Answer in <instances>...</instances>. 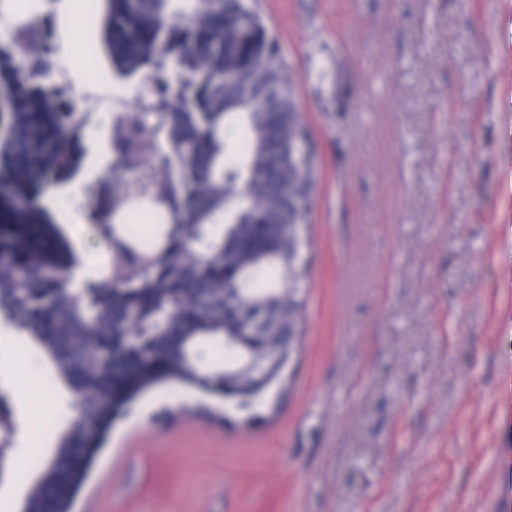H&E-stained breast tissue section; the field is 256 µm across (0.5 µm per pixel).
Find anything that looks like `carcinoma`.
Wrapping results in <instances>:
<instances>
[{"instance_id":"1","label":"carcinoma","mask_w":512,"mask_h":512,"mask_svg":"<svg viewBox=\"0 0 512 512\" xmlns=\"http://www.w3.org/2000/svg\"><path fill=\"white\" fill-rule=\"evenodd\" d=\"M28 30L0 39V321L28 338L73 396L51 454L35 456L19 512H71L74 496L132 404L166 384L246 406L282 390L297 351L300 283L319 161L293 102L279 45L247 0H89L113 73L153 86L115 112L112 196L86 206L107 254L83 279L60 264L46 196L82 169L83 118L47 86L58 47ZM98 72L96 45L78 54ZM238 136L234 157L224 133ZM262 336L279 371L261 390L247 365ZM214 354L211 369L196 358ZM0 390V432L12 430Z\"/></svg>"}]
</instances>
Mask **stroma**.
Listing matches in <instances>:
<instances>
[{"mask_svg":"<svg viewBox=\"0 0 512 512\" xmlns=\"http://www.w3.org/2000/svg\"><path fill=\"white\" fill-rule=\"evenodd\" d=\"M80 0L42 30L79 96L87 147L61 231L79 273L100 245L88 201L112 191L99 100L133 105L112 73L69 58L99 40ZM296 77L320 171L303 336L290 392L253 408L170 385L112 428L79 504L96 512H489L512 460V0H257ZM81 31L72 41L70 27ZM0 322L13 393L0 500L21 504L33 452L56 435L19 381L51 379Z\"/></svg>","mask_w":512,"mask_h":512,"instance_id":"obj_1","label":"stroma"}]
</instances>
